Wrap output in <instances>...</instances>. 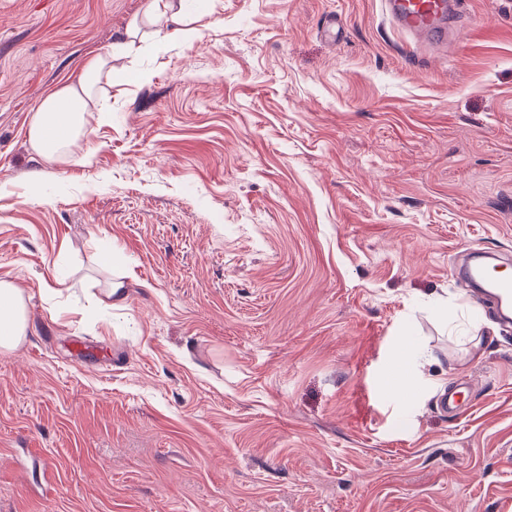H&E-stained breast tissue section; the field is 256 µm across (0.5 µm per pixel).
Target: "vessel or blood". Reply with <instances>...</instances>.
<instances>
[{"instance_id": "1", "label": "vessel or blood", "mask_w": 512, "mask_h": 512, "mask_svg": "<svg viewBox=\"0 0 512 512\" xmlns=\"http://www.w3.org/2000/svg\"><path fill=\"white\" fill-rule=\"evenodd\" d=\"M384 12L398 31L429 42L447 41L458 4L456 0H383ZM471 278L482 281L497 301H512V276L492 274L477 265L469 270Z\"/></svg>"}]
</instances>
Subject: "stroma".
Wrapping results in <instances>:
<instances>
[{
  "label": "stroma",
  "mask_w": 512,
  "mask_h": 512,
  "mask_svg": "<svg viewBox=\"0 0 512 512\" xmlns=\"http://www.w3.org/2000/svg\"><path fill=\"white\" fill-rule=\"evenodd\" d=\"M143 2L0 0V512H512V322L454 274L512 260V0L442 47L381 0L122 46ZM113 46L42 162L38 105ZM27 334L23 292L11 281L0 280V349H15Z\"/></svg>",
  "instance_id": "stroma-1"
}]
</instances>
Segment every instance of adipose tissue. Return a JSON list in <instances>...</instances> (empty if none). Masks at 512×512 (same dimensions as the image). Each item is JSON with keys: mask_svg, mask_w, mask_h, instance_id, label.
Returning a JSON list of instances; mask_svg holds the SVG:
<instances>
[{"mask_svg": "<svg viewBox=\"0 0 512 512\" xmlns=\"http://www.w3.org/2000/svg\"><path fill=\"white\" fill-rule=\"evenodd\" d=\"M205 6H191L190 0H147L146 17L162 19L173 27L174 35L192 43L198 30L192 15H206ZM112 74L111 55L89 60L71 83L48 94L34 113L28 130L32 148L44 159L52 160L71 152L82 139L87 113L96 111V91L102 78ZM27 334L26 302L20 288L0 280V349H15Z\"/></svg>", "mask_w": 512, "mask_h": 512, "instance_id": "ef3b65f1", "label": "adipose tissue"}]
</instances>
